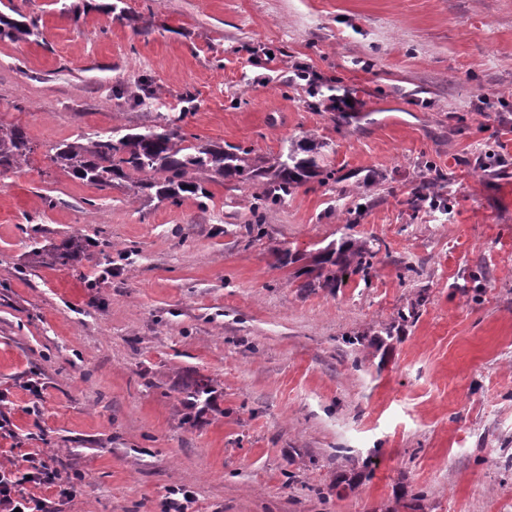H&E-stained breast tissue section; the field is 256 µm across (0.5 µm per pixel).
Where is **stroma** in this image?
Masks as SVG:
<instances>
[{
    "label": "stroma",
    "mask_w": 512,
    "mask_h": 512,
    "mask_svg": "<svg viewBox=\"0 0 512 512\" xmlns=\"http://www.w3.org/2000/svg\"><path fill=\"white\" fill-rule=\"evenodd\" d=\"M104 2L12 0L41 34L0 39V124L33 147L0 174V466L78 479L61 512H512V0ZM188 94L187 137L267 160L313 138L335 180L258 237L261 178L174 206L46 155ZM77 237L111 276L39 252ZM372 239L368 274L309 287Z\"/></svg>",
    "instance_id": "stroma-1"
}]
</instances>
